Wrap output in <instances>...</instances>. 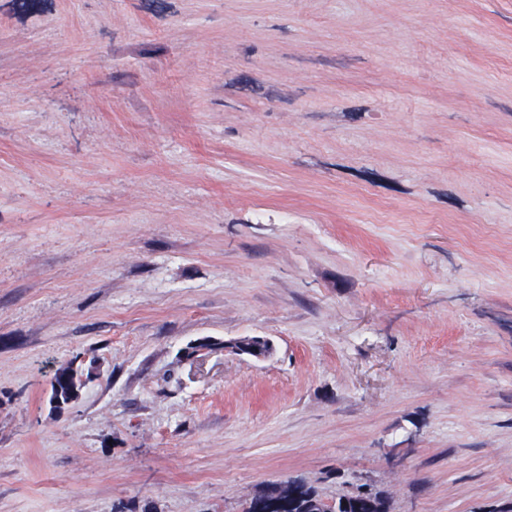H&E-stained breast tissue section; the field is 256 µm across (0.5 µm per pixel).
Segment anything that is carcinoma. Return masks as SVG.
Here are the masks:
<instances>
[{
    "mask_svg": "<svg viewBox=\"0 0 512 512\" xmlns=\"http://www.w3.org/2000/svg\"><path fill=\"white\" fill-rule=\"evenodd\" d=\"M83 386L82 374L67 366L57 369L50 380V402L57 407L75 401ZM387 496L375 485L361 492L350 489L329 500L301 477H291L255 497L242 512H389Z\"/></svg>",
    "mask_w": 512,
    "mask_h": 512,
    "instance_id": "obj_1",
    "label": "carcinoma"
}]
</instances>
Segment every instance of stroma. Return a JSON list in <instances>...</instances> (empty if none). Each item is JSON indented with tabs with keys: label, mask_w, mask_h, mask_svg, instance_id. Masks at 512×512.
<instances>
[{
	"label": "stroma",
	"mask_w": 512,
	"mask_h": 512,
	"mask_svg": "<svg viewBox=\"0 0 512 512\" xmlns=\"http://www.w3.org/2000/svg\"><path fill=\"white\" fill-rule=\"evenodd\" d=\"M338 470L512 506V0H0V512ZM70 367L58 368L50 380V402L61 407L75 401L83 386L82 373L70 371Z\"/></svg>",
	"instance_id": "obj_1"
}]
</instances>
